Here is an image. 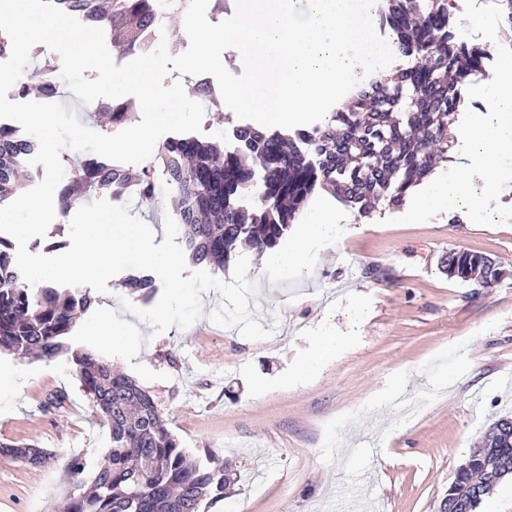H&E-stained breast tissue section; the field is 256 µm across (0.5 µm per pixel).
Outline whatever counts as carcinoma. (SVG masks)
Listing matches in <instances>:
<instances>
[{"label":"carcinoma","mask_w":512,"mask_h":512,"mask_svg":"<svg viewBox=\"0 0 512 512\" xmlns=\"http://www.w3.org/2000/svg\"><path fill=\"white\" fill-rule=\"evenodd\" d=\"M82 23L106 28L118 49L132 52L151 20L169 13L158 0H53ZM453 0H383L382 23L396 35V51L411 64L358 88L344 108L310 130L232 129L230 147L183 135L167 139L149 165L130 168L97 158L83 160L61 193L68 213L90 193L118 183L143 185L141 202L156 185L169 194L178 242L196 265L224 269L240 249L260 255L298 223L318 189L370 217L398 207L440 163L448 160L450 126L465 101L464 76L478 69L487 50L467 45L448 29ZM114 126L129 127L137 113L105 104ZM38 143L0 123V205L33 182L28 161ZM448 277L496 282L505 270L490 257L466 250L448 253ZM121 287L142 297L151 276L130 274ZM94 298L84 289L28 285L16 266L14 244L0 233V352L52 361L68 353L67 337ZM77 380L109 429L110 445L91 478L77 483L65 512H199L222 498L234 482L225 469L191 458L167 427L151 395L126 374L88 352L72 355ZM488 430L504 433L483 454L468 457L448 488L454 507L475 512L493 488L499 460L512 462V418ZM0 454L44 468L53 455L28 443H0Z\"/></svg>","instance_id":"1"}]
</instances>
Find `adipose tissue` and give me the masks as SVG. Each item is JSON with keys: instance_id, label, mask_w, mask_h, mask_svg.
<instances>
[{"instance_id": "ef3b65f1", "label": "adipose tissue", "mask_w": 512, "mask_h": 512, "mask_svg": "<svg viewBox=\"0 0 512 512\" xmlns=\"http://www.w3.org/2000/svg\"><path fill=\"white\" fill-rule=\"evenodd\" d=\"M345 232L334 211L319 203L311 204L304 210L293 237L277 249L265 252L261 263L266 268L306 275L310 271L313 248L331 244Z\"/></svg>"}]
</instances>
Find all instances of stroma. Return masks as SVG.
I'll return each mask as SVG.
<instances>
[{
  "instance_id": "stroma-1",
  "label": "stroma",
  "mask_w": 512,
  "mask_h": 512,
  "mask_svg": "<svg viewBox=\"0 0 512 512\" xmlns=\"http://www.w3.org/2000/svg\"><path fill=\"white\" fill-rule=\"evenodd\" d=\"M335 209L350 234L321 249L308 276L262 268L249 254V300L271 335L243 338L207 318L153 335L138 362L166 373L146 383L191 457L235 473L202 512H439L457 469L489 425L512 417V225L445 212L401 224L382 208L372 227ZM496 259L509 277L483 286L443 272L449 252ZM364 306L356 317L350 303ZM340 336L315 361L323 330ZM46 449L48 467L0 456V512H60L81 457L93 471L109 429L67 358L0 354V442Z\"/></svg>"
}]
</instances>
